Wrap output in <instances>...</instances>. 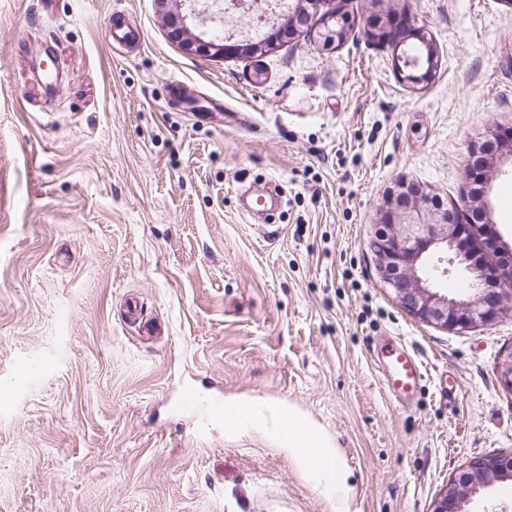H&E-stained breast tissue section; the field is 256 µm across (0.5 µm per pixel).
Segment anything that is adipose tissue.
Wrapping results in <instances>:
<instances>
[{
  "label": "adipose tissue",
  "mask_w": 512,
  "mask_h": 512,
  "mask_svg": "<svg viewBox=\"0 0 512 512\" xmlns=\"http://www.w3.org/2000/svg\"><path fill=\"white\" fill-rule=\"evenodd\" d=\"M278 413L281 426L276 439L281 447L321 491L335 496L336 512H349L351 471L332 437L294 409L282 407Z\"/></svg>",
  "instance_id": "obj_1"
}]
</instances>
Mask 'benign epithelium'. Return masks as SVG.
Here are the masks:
<instances>
[{"label": "benign epithelium", "mask_w": 512, "mask_h": 512, "mask_svg": "<svg viewBox=\"0 0 512 512\" xmlns=\"http://www.w3.org/2000/svg\"><path fill=\"white\" fill-rule=\"evenodd\" d=\"M328 0H294L288 12L275 13L270 23L273 35L263 41L250 37L233 39L217 32L208 40L188 37L187 16L179 13L166 15L170 36L195 51L216 56L267 53L279 46L282 35L293 36L302 27L301 17L317 13ZM324 30L320 37L332 42L343 36L342 16L337 12L323 14ZM373 36L382 44L398 51L397 67L400 75L411 83L429 82L435 71L434 51L421 36L426 50V68L423 73H405L417 66L418 60L402 50L403 42L416 36L413 21L405 14H392L386 21L373 24ZM499 146L507 151L492 153L484 142L473 152L471 171L475 172L478 188L471 190L470 212L480 216L484 224L481 232L489 254L477 259L473 244V224L436 204L423 188L406 178H399L389 198L381 206L382 232L371 241L370 247L378 260L381 278L395 299L414 318L439 325L445 329L463 330L478 324L494 322L505 309L512 306V291L503 292L498 285L512 281V246L505 242L491 217L487 196L491 185L501 173V167L512 164V131L497 137ZM447 254L448 265L458 267L470 279V288L476 296L469 301H457L435 292L440 277L448 269L437 271L428 264L431 250ZM500 383L512 390V351L504 355L497 367ZM512 478V454H494L474 461L437 501L433 512H464L462 503L478 487L493 479Z\"/></svg>", "instance_id": "7a95c632"}]
</instances>
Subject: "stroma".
<instances>
[{"label": "stroma", "instance_id": "obj_1", "mask_svg": "<svg viewBox=\"0 0 512 512\" xmlns=\"http://www.w3.org/2000/svg\"><path fill=\"white\" fill-rule=\"evenodd\" d=\"M264 55L212 57L162 0H0V512H336L274 438L176 413L202 400L308 414L352 472L349 512H432L512 453V311L409 315L370 249L401 177L444 207L473 144L512 127L501 0H337ZM409 14L439 61L396 73L372 22ZM426 379L384 388L383 340ZM466 512H512V479ZM512 478V454H494L474 461L437 501L433 512H464L462 503L493 479Z\"/></svg>", "mask_w": 512, "mask_h": 512}]
</instances>
